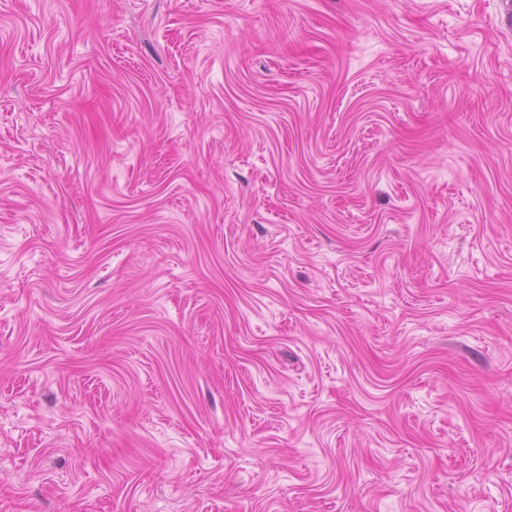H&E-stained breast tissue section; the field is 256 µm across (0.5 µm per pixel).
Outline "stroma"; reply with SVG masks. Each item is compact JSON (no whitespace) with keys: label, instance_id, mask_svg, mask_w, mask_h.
Masks as SVG:
<instances>
[{"label":"stroma","instance_id":"obj_1","mask_svg":"<svg viewBox=\"0 0 512 512\" xmlns=\"http://www.w3.org/2000/svg\"><path fill=\"white\" fill-rule=\"evenodd\" d=\"M503 0H0V512H512Z\"/></svg>","mask_w":512,"mask_h":512}]
</instances>
